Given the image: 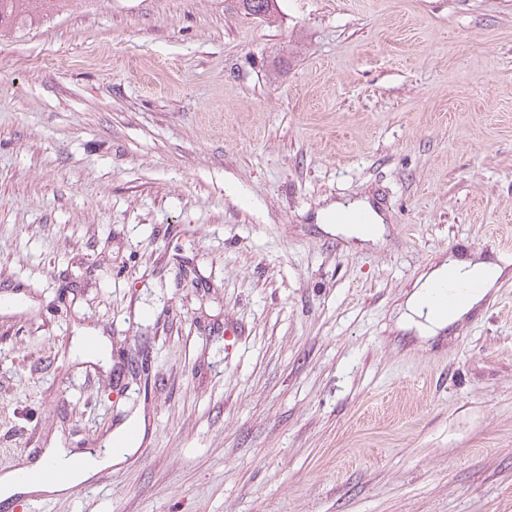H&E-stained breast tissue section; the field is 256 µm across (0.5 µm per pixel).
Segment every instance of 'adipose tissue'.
Listing matches in <instances>:
<instances>
[{"mask_svg":"<svg viewBox=\"0 0 512 512\" xmlns=\"http://www.w3.org/2000/svg\"><path fill=\"white\" fill-rule=\"evenodd\" d=\"M509 276L512 266L508 263L476 254L453 253L438 263L409 294L398 326L415 331L423 341L438 336L446 327L470 317L489 299L498 282ZM442 287L462 290L463 296L448 311L437 315L430 309L431 293ZM120 459L117 453L69 456L57 449L47 450L40 464L54 468L57 478L41 485L40 490L49 494L66 492L73 485L93 479L102 468Z\"/></svg>","mask_w":512,"mask_h":512,"instance_id":"1","label":"adipose tissue"}]
</instances>
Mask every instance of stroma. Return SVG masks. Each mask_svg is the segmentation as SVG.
I'll return each mask as SVG.
<instances>
[{
  "mask_svg": "<svg viewBox=\"0 0 512 512\" xmlns=\"http://www.w3.org/2000/svg\"><path fill=\"white\" fill-rule=\"evenodd\" d=\"M360 198L377 242L319 220ZM455 251L512 264V0H75L4 37L0 475L145 435L0 512H512V278L396 327ZM276 0H238L239 8L247 15H260L265 22H272L277 13ZM145 431V425L141 420H132L122 426L118 437L126 441V447L121 438L115 437L113 448H120L115 454L110 452L104 456L85 453L81 455L66 456L57 449H49L45 452L42 459L32 469L43 467H53L56 470V480L43 485H27L14 473H7L1 478L0 501L11 498L16 492L39 491L49 494H60L66 492L73 485L87 482L93 479L97 473L105 467L112 466L122 459L124 454H130L139 446ZM125 447V448H122Z\"/></svg>",
  "mask_w": 512,
  "mask_h": 512,
  "instance_id": "35a3bbf8",
  "label": "stroma"
}]
</instances>
